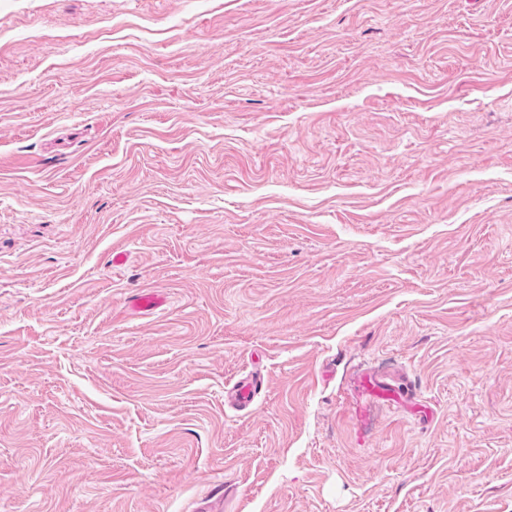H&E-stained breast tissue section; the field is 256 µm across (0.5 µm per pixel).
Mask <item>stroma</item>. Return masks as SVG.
Here are the masks:
<instances>
[{
    "label": "stroma",
    "instance_id": "obj_1",
    "mask_svg": "<svg viewBox=\"0 0 512 512\" xmlns=\"http://www.w3.org/2000/svg\"><path fill=\"white\" fill-rule=\"evenodd\" d=\"M206 505L512 512V0H0V512ZM359 387L367 404H390L399 401L408 393L375 372L363 373L360 376ZM261 389V384L252 381H244L235 384L225 392V401L231 405L248 407L254 400L255 395Z\"/></svg>",
    "mask_w": 512,
    "mask_h": 512
}]
</instances>
